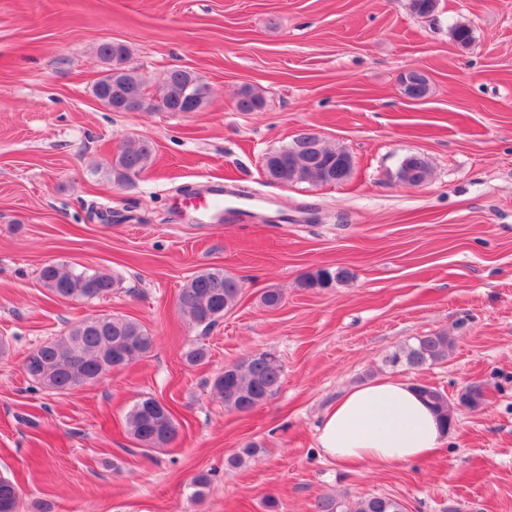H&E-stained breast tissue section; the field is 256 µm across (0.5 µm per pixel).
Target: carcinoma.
I'll return each mask as SVG.
<instances>
[{
	"label": "carcinoma",
	"mask_w": 512,
	"mask_h": 512,
	"mask_svg": "<svg viewBox=\"0 0 512 512\" xmlns=\"http://www.w3.org/2000/svg\"><path fill=\"white\" fill-rule=\"evenodd\" d=\"M100 59L117 74L112 81V98L138 94L148 99L145 82L132 68L126 66L129 50L119 43H103L98 47ZM404 93L422 98L428 94L427 78L419 72L401 76ZM204 86L200 78L187 70L173 69L164 78L163 90L155 100L175 110L186 103L200 109L207 96L199 94ZM264 106L262 95L250 87L242 89L234 107L238 112H258ZM309 134L297 135L286 146L266 155L263 169L269 180L279 184L330 183L328 173L336 169V159L349 155L343 148L320 143L314 150ZM153 161L151 145L146 141L126 143L112 159V176L121 184H129L148 169ZM405 184L415 186L430 176L428 161L420 154L405 157L397 172ZM40 282L49 293L74 301H89L109 294L118 285L111 273L78 268L76 263L54 261L40 270ZM350 278L344 268L318 269L305 276L307 288H330ZM241 287L236 278L222 268H210L193 275L182 286L178 302L184 316L197 326L208 328L224 316L237 302ZM153 337L145 327L130 318L100 316L68 325L56 339L31 352L25 360L26 372L34 386L51 394H61L85 380L97 382L112 371V354L125 353L128 366L152 347ZM455 342L445 331L414 340L395 351L389 358L393 365L405 364L422 369L448 359ZM283 368L279 357L269 351L253 354L241 362L224 368L216 376L212 391L224 407L239 413L249 412L270 397L280 386ZM415 388L439 415L445 427L455 423V408L448 395L429 384L417 383ZM484 401L482 387L473 383L466 387L458 404L471 408ZM128 433L140 444L157 448L171 443L176 435L175 419L168 407L153 397L137 401L126 417ZM20 498L16 482L0 475V512H17ZM352 512H406L405 505L391 497L370 496L359 500Z\"/></svg>",
	"instance_id": "carcinoma-1"
}]
</instances>
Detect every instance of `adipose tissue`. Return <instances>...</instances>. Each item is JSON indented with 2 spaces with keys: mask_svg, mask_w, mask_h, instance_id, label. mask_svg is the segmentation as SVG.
<instances>
[{
  "mask_svg": "<svg viewBox=\"0 0 512 512\" xmlns=\"http://www.w3.org/2000/svg\"><path fill=\"white\" fill-rule=\"evenodd\" d=\"M446 437L413 384L385 378L338 398L323 416L318 443L338 463L389 467L427 458Z\"/></svg>",
  "mask_w": 512,
  "mask_h": 512,
  "instance_id": "ef3b65f1",
  "label": "adipose tissue"
}]
</instances>
